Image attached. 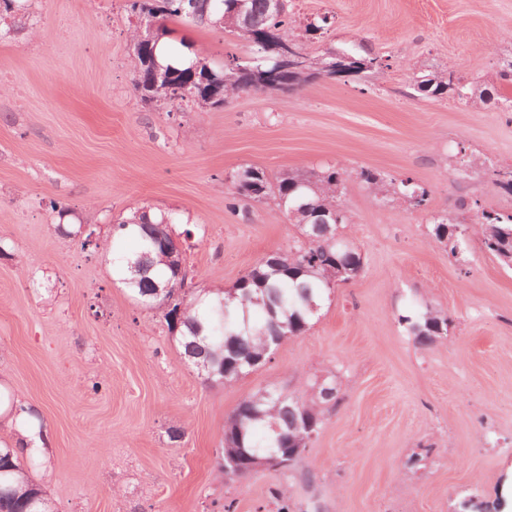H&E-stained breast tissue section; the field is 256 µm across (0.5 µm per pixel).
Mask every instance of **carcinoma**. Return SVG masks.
Masks as SVG:
<instances>
[{
    "label": "carcinoma",
    "instance_id": "obj_1",
    "mask_svg": "<svg viewBox=\"0 0 512 512\" xmlns=\"http://www.w3.org/2000/svg\"><path fill=\"white\" fill-rule=\"evenodd\" d=\"M29 0H0V17L17 21L22 29L28 18ZM131 12L149 17L154 22L147 34L140 26L130 29V42L137 61L134 89L145 104L163 102L182 106L192 102L201 108L222 106L244 92H269L292 89L320 77H349L370 72L379 66L380 57L367 47L344 50L341 58L328 53L325 58H313L305 45L289 34L286 15L274 14L267 0H247V21L234 13L236 0H128ZM176 19L195 25L233 29L249 42L267 31L276 32L283 43L296 50L294 69L283 71L275 57L254 46L253 58L246 62L250 73L243 75L237 65L217 66L203 53L185 57L179 47L168 48L169 62L158 61V48L166 29L159 22ZM417 89L432 97L452 98L470 104L484 100L472 83L450 68L439 75L416 82ZM254 175L251 191L231 190L228 207L235 209L242 200L271 203L297 228L296 244L285 253L267 256L244 274L234 285L235 296L216 289V297L197 294L188 299L173 291L159 297L157 288L171 277L173 260L165 245L173 236L171 225L176 223L173 212L149 219V212L137 210L113 228L112 249L103 247L102 240L90 230L80 241L81 248L92 247L111 254L112 265L121 280L129 269L138 268L137 280L126 287L147 308L158 311L170 330H179L183 357L205 365L207 379L222 384L234 382L240 375L252 371L250 362L260 357L269 359L286 340L305 332L310 324L309 303L328 292V281L336 271H345L343 282L354 280L362 271L361 255L330 225V231L314 228L318 216L346 207L341 185L351 177L344 168H328L321 172L288 174L271 178L262 169L246 167ZM357 178L375 195L386 200L394 196L416 199L420 206L427 201L426 188L406 179L387 181L377 170L362 167ZM460 208L473 213L469 223L442 218L431 226V237L455 256L468 242L475 241L480 249L507 266L512 261V213L481 210L466 201ZM135 239L136 258H130L122 243ZM181 313L180 324L175 314ZM416 344L428 346L448 339L450 321L431 311L415 321L407 320ZM336 388V381L326 377L311 389L287 394L278 389L261 390L243 399L225 419L223 464L220 474L224 481L233 482L251 474L245 468H232L230 461L246 456L265 459L282 456L288 445L309 431L317 434L324 423L323 406L338 407L339 394L329 396L326 388ZM275 422L280 434L270 431ZM22 452L13 447H0V512H46L48 498L28 475L21 462Z\"/></svg>",
    "mask_w": 512,
    "mask_h": 512
}]
</instances>
